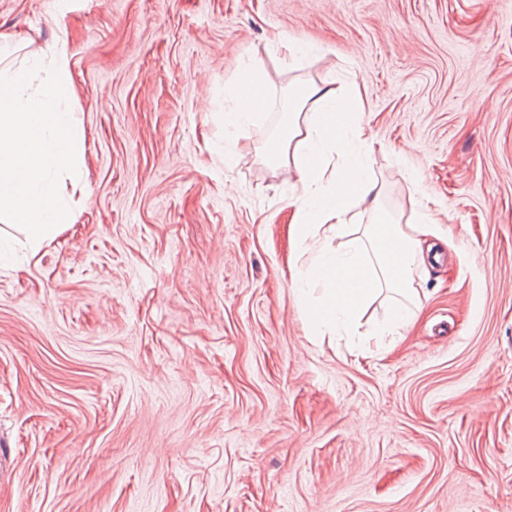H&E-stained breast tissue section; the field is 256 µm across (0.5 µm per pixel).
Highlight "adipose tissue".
Segmentation results:
<instances>
[{"mask_svg": "<svg viewBox=\"0 0 512 512\" xmlns=\"http://www.w3.org/2000/svg\"><path fill=\"white\" fill-rule=\"evenodd\" d=\"M234 106L224 125L239 129L274 108L276 100L256 65L243 67L226 85ZM363 94L306 84L271 145L270 156L286 174L294 195L292 239L299 263L293 285L309 336H353L360 313L377 295L392 293L384 323L392 331L409 324L420 307L416 281L426 267L440 228L428 215L396 224L382 208L383 186L370 177L365 155L374 140L363 122ZM364 205L369 224L350 221L352 203Z\"/></svg>", "mask_w": 512, "mask_h": 512, "instance_id": "1", "label": "adipose tissue"}]
</instances>
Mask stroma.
Returning <instances> with one entry per match:
<instances>
[{
	"mask_svg": "<svg viewBox=\"0 0 512 512\" xmlns=\"http://www.w3.org/2000/svg\"><path fill=\"white\" fill-rule=\"evenodd\" d=\"M63 39L74 222L0 267V512H512V0H0ZM314 42L289 65L272 36ZM276 96L357 83L371 172L448 238L379 345L291 290ZM224 96L234 102V108L224 111L226 129L253 124L261 112H269L276 104L272 90L254 64L246 65L236 74L234 81L225 86Z\"/></svg>",
	"mask_w": 512,
	"mask_h": 512,
	"instance_id": "obj_1",
	"label": "stroma"
}]
</instances>
